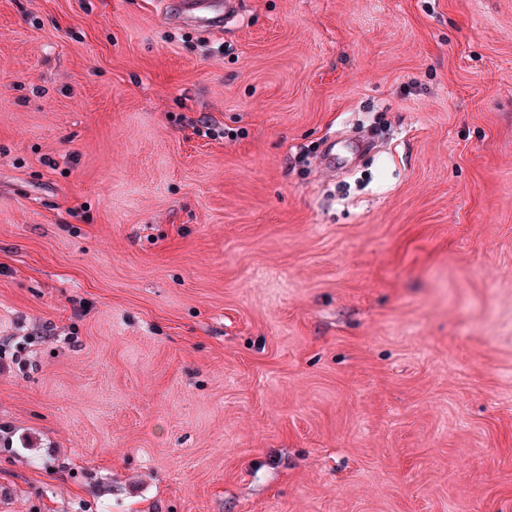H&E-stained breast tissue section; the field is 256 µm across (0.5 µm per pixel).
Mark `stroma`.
Listing matches in <instances>:
<instances>
[{"label":"stroma","instance_id":"obj_1","mask_svg":"<svg viewBox=\"0 0 512 512\" xmlns=\"http://www.w3.org/2000/svg\"><path fill=\"white\" fill-rule=\"evenodd\" d=\"M1 339L0 512H512V0H0ZM241 4V0H165L163 15L176 26L220 29L238 16Z\"/></svg>","mask_w":512,"mask_h":512}]
</instances>
